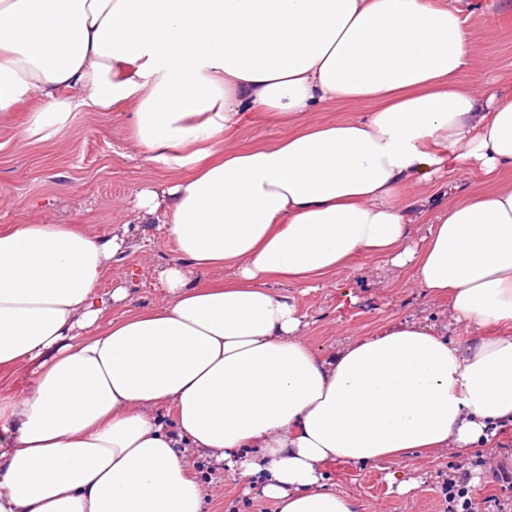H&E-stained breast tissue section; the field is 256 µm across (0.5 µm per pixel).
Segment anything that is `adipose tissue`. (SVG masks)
<instances>
[{"mask_svg":"<svg viewBox=\"0 0 512 512\" xmlns=\"http://www.w3.org/2000/svg\"><path fill=\"white\" fill-rule=\"evenodd\" d=\"M460 2L0 0V123L31 93V144L77 112L131 105L147 161L188 171L136 195L175 246L152 309L112 315L129 290L99 288L125 233L0 229V380L31 383L0 398V512H202L197 454L241 480L267 469L276 512H353L323 468L512 427V94L468 83L479 55ZM251 109L295 133L224 148ZM462 169L490 191L405 194ZM360 259L410 269L466 343L402 320L315 352L271 284ZM224 266L232 278L202 283ZM370 104H364L358 109H351L343 105L328 104L319 106L314 112L308 113V120L312 122H329L352 118L360 112L370 111Z\"/></svg>","mask_w":512,"mask_h":512,"instance_id":"ef3b65f1","label":"adipose tissue"}]
</instances>
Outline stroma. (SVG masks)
Returning <instances> with one entry per match:
<instances>
[{
    "instance_id": "stroma-1",
    "label": "stroma",
    "mask_w": 512,
    "mask_h": 512,
    "mask_svg": "<svg viewBox=\"0 0 512 512\" xmlns=\"http://www.w3.org/2000/svg\"><path fill=\"white\" fill-rule=\"evenodd\" d=\"M470 36L489 61L468 72L475 87L498 78L512 79V15L471 0L467 11ZM41 104L38 94L18 103L11 118L0 124V227L8 224H83L99 234L127 225L129 248L113 259L101 288L136 271L129 286L135 306L149 309L161 302L152 288L150 270L174 256V246L161 225L141 224L129 202L138 190L166 185L182 174L175 166L146 161L134 145L133 107L113 112H81L49 140L25 144L19 138L29 112ZM292 129L277 113L242 112L238 124L225 131L229 148H248L288 137ZM278 293L295 297L306 317L305 340L316 352L329 354L350 340L373 334L397 319L443 315L448 303L425 295L410 270L385 271L374 262L350 269L301 293L281 285ZM481 450L412 455L380 463L330 467L327 486L341 491L355 512H439L441 486L449 473L464 467L482 481L483 494H496L512 505V485L491 482L480 462ZM208 480L203 512H261L267 502L259 495L261 476L250 477V489L228 476L222 464L205 460Z\"/></svg>"
}]
</instances>
